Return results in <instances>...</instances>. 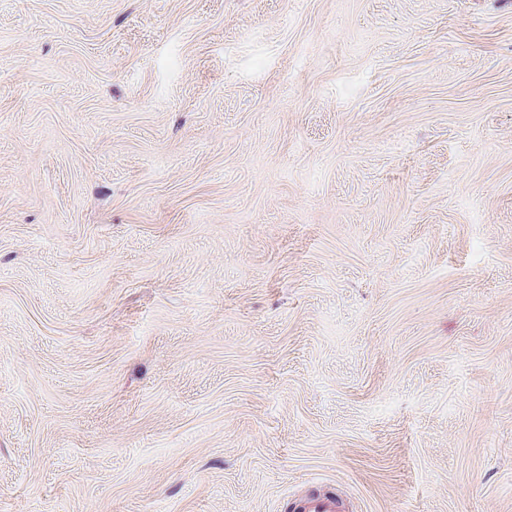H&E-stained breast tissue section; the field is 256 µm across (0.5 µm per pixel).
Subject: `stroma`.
<instances>
[{"label":"stroma","mask_w":512,"mask_h":512,"mask_svg":"<svg viewBox=\"0 0 512 512\" xmlns=\"http://www.w3.org/2000/svg\"><path fill=\"white\" fill-rule=\"evenodd\" d=\"M512 512V0H0V512ZM299 512H341L340 500L331 494L312 492L294 505Z\"/></svg>","instance_id":"1"}]
</instances>
